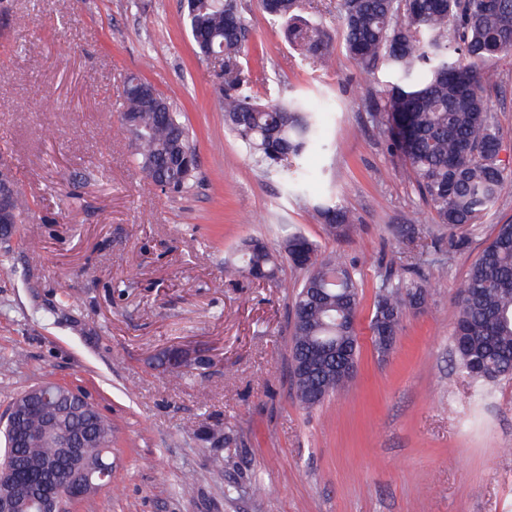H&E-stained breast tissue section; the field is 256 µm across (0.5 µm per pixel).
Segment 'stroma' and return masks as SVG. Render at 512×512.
I'll list each match as a JSON object with an SVG mask.
<instances>
[{
    "label": "stroma",
    "mask_w": 512,
    "mask_h": 512,
    "mask_svg": "<svg viewBox=\"0 0 512 512\" xmlns=\"http://www.w3.org/2000/svg\"><path fill=\"white\" fill-rule=\"evenodd\" d=\"M240 5L252 94L300 95L320 116L325 149L287 181L226 132L220 66L197 54L181 0H0V169L26 227L0 246V418L46 381L87 390L111 417L112 481L74 512H512V380L476 401L450 340L456 285L512 221V184L446 270L420 263L398 233L437 228L388 151L373 117L382 85L346 53L336 0L309 10L333 48L324 70L257 0ZM488 67L512 154V52ZM129 75L189 127L190 190H161L134 162L118 110ZM331 201L350 211L351 236L329 238L317 220ZM289 228L345 253L361 285L356 377L312 408L290 372L302 272L285 261L259 283L224 268L243 240L275 251ZM399 247L429 295L383 356L369 322ZM172 347L179 379L157 363Z\"/></svg>",
    "instance_id": "stroma-1"
}]
</instances>
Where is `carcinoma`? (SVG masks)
Returning a JSON list of instances; mask_svg holds the SVG:
<instances>
[{
  "instance_id": "obj_1",
  "label": "carcinoma",
  "mask_w": 512,
  "mask_h": 512,
  "mask_svg": "<svg viewBox=\"0 0 512 512\" xmlns=\"http://www.w3.org/2000/svg\"><path fill=\"white\" fill-rule=\"evenodd\" d=\"M260 10L285 24L289 46L303 59L326 68L333 49L322 25L302 15L304 0H258ZM343 19L346 53L367 72L385 68L389 80L376 103L375 117L393 156L405 167L429 206L436 224L448 229V257L466 243L455 231L474 228L498 202L512 180V163L501 159L505 135L495 124L483 87L495 74L480 64L512 52V0H337ZM182 22L204 58L224 55V126L250 152L266 174L283 179L297 172L303 155L323 148L317 112L297 99L260 101L248 91L249 75L241 58L247 50V25L238 0H184ZM457 34L448 44V31ZM164 108L142 109L137 97L123 96L121 122L127 127L134 157L147 176L164 188L191 187L196 167H185L186 154H196L189 129L166 98ZM328 235L351 230L352 217L340 204L316 207ZM282 249L291 264L305 272L292 302L291 363L329 340L352 339L360 301L359 282L342 254L319 252L297 232L288 233ZM225 264L256 280L276 277L278 257L263 242L251 240ZM460 304L451 340L463 372L473 381L512 376V223L496 225V233L458 285ZM426 285L404 274H388L377 285L371 336L395 335L406 310L423 302ZM350 357L328 356L309 373L301 372L296 395L314 407L354 378ZM54 425L39 412L26 413L22 438L3 464L14 480L0 490L22 504V512H38L34 489L54 480L43 468L57 455L55 434L74 429L89 440V465L112 457V419L90 401L74 399L62 389Z\"/></svg>"
}]
</instances>
